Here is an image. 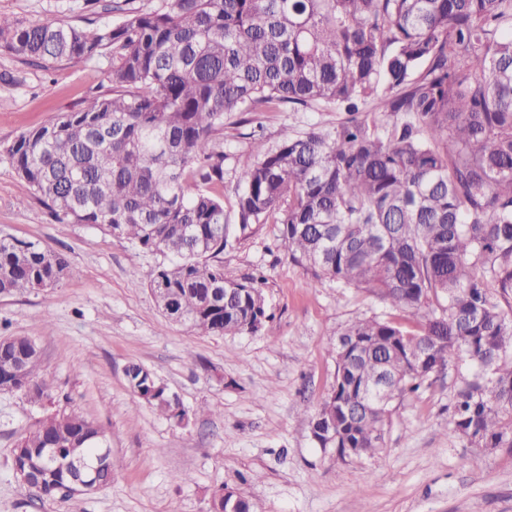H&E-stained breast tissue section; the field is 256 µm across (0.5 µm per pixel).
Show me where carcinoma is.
Returning a JSON list of instances; mask_svg holds the SVG:
<instances>
[{
    "instance_id": "cac0c4a2",
    "label": "carcinoma",
    "mask_w": 512,
    "mask_h": 512,
    "mask_svg": "<svg viewBox=\"0 0 512 512\" xmlns=\"http://www.w3.org/2000/svg\"><path fill=\"white\" fill-rule=\"evenodd\" d=\"M114 0L122 25L92 29L0 15V41L47 68L112 48V96L23 133L18 178L64 224H89L160 261L147 286L162 315L202 335L256 332L269 318L256 279L216 258L272 220L292 260L379 295L415 329L377 316L336 330L334 383L309 418L317 447L382 448L397 404L450 378L452 431L471 448L512 451V0ZM344 111L334 128L278 142L235 171L224 211V122L254 112ZM69 272L60 255L0 235V293ZM185 317L176 319L171 309ZM40 351L0 336V390L38 403ZM132 393L167 418L179 398L131 364ZM107 444L72 410L39 419L12 469L53 498L70 483L44 449ZM210 512H253L237 492Z\"/></svg>"
}]
</instances>
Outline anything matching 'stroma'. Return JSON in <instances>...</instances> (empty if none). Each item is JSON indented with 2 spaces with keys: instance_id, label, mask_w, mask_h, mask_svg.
Returning <instances> with one entry per match:
<instances>
[{
  "instance_id": "stroma-1",
  "label": "stroma",
  "mask_w": 512,
  "mask_h": 512,
  "mask_svg": "<svg viewBox=\"0 0 512 512\" xmlns=\"http://www.w3.org/2000/svg\"><path fill=\"white\" fill-rule=\"evenodd\" d=\"M21 22L93 28L123 22L112 0H0ZM112 52L51 68L0 46V233L65 257L51 288L0 294V336H28L55 408L96 421L122 466L100 492L38 500L16 480L11 451L44 415L20 392L0 391V512H207L231 488L255 512H512V453L464 447L448 428V380L408 396L382 451L341 462L315 447L308 416L334 381L338 327L362 315L400 319L377 296L346 288L294 263L279 227L262 224L225 249L224 274L262 279L270 319L255 333L198 335L169 322L143 280L155 255L103 229L61 224L21 182L8 149L54 115L112 93ZM344 113L255 112L224 130V210L234 205V169L252 154V134L274 143L282 129L338 125ZM151 369L189 410L187 425L135 398L125 368Z\"/></svg>"
}]
</instances>
